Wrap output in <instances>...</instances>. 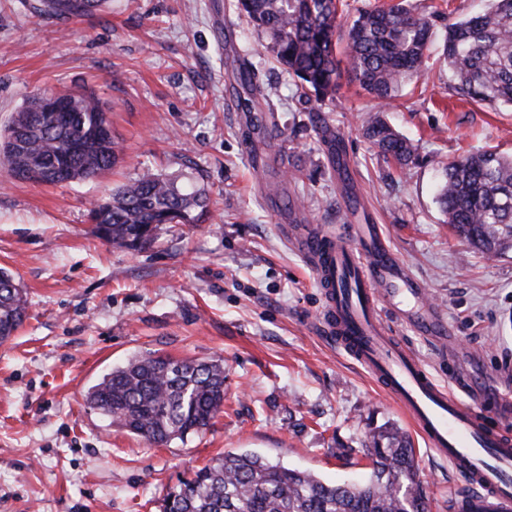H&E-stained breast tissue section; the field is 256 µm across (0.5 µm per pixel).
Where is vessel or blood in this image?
Returning <instances> with one entry per match:
<instances>
[{"mask_svg":"<svg viewBox=\"0 0 512 512\" xmlns=\"http://www.w3.org/2000/svg\"><path fill=\"white\" fill-rule=\"evenodd\" d=\"M323 290V323L340 347L395 399L427 445L448 459L470 489L457 512H512V370L503 368L498 398L468 385L463 397L440 385L397 336L409 324L445 346L451 331L441 310L419 302L420 283L388 246L378 225L351 224L345 234L303 228L295 237ZM418 301L404 310L402 298Z\"/></svg>","mask_w":512,"mask_h":512,"instance_id":"vessel-or-blood-1","label":"vessel or blood"}]
</instances>
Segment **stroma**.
Returning a JSON list of instances; mask_svg holds the SVG:
<instances>
[{"instance_id": "1", "label": "stroma", "mask_w": 512, "mask_h": 512, "mask_svg": "<svg viewBox=\"0 0 512 512\" xmlns=\"http://www.w3.org/2000/svg\"><path fill=\"white\" fill-rule=\"evenodd\" d=\"M441 10L432 38L486 0H410ZM236 0H105L67 20L38 0H0V127L28 95L96 90L123 147L120 161L70 184L14 178L0 164V267L27 292L28 318L0 345V512H160L168 486L224 452L254 451L325 482L363 480L369 424L412 426L399 406L317 324L322 296L283 225L344 231L342 186L324 130L337 134L362 197L360 224L380 225L458 338L472 380L512 362V252L469 253L445 222L442 165L483 150L512 155V111L452 97L431 54L423 78L382 108L341 79L334 99L299 97ZM265 87L263 137L237 106L226 56ZM384 119L416 147L401 168L363 133ZM205 188L202 224H164L139 251L96 237L95 200L145 173ZM304 198L293 216L287 197ZM158 352L221 359L224 411L206 432L164 446L113 426L85 401L88 388L129 359ZM417 463L430 512L467 486L421 437Z\"/></svg>"}]
</instances>
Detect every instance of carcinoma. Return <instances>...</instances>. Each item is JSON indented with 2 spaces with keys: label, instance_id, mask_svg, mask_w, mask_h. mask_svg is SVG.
<instances>
[{
  "label": "carcinoma",
  "instance_id": "cac0c4a2",
  "mask_svg": "<svg viewBox=\"0 0 512 512\" xmlns=\"http://www.w3.org/2000/svg\"><path fill=\"white\" fill-rule=\"evenodd\" d=\"M95 0H42L40 12L69 18L93 13ZM238 9L263 34L282 71L298 80L300 96L325 99L339 86V0H238ZM433 23L408 0L358 12L343 51L347 74L388 103L402 84L422 76ZM443 57L449 90L470 101L512 109V0H488L481 13L448 24ZM248 90L245 104L265 97L248 66L227 64ZM29 95L0 132V162L28 181L58 184L111 169L122 153L108 111L93 91L57 97ZM365 136L385 159L413 162L416 148L382 118H370ZM441 211L474 252L494 259L512 251V156L471 153L443 167ZM209 198L178 179L147 174L94 202L89 218L102 240L120 248L152 245L162 224H202ZM24 288L0 268V344L27 317ZM87 402L111 423L152 444L208 429L224 407V364L164 354L134 357L88 388ZM372 472L360 485L328 484L319 476L273 464L252 452H227L163 495L161 512H428L410 436L393 424L374 428L363 443Z\"/></svg>",
  "mask_w": 512,
  "mask_h": 512
}]
</instances>
